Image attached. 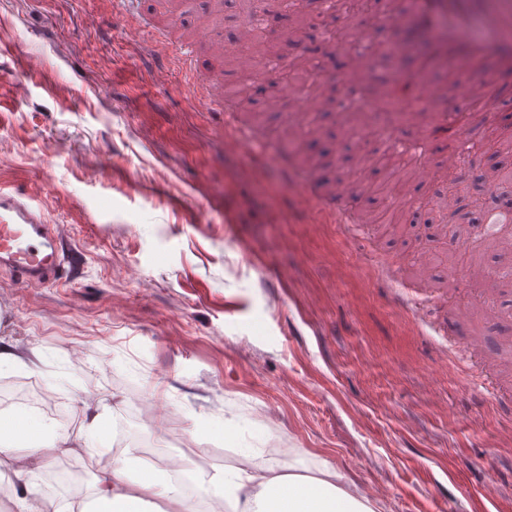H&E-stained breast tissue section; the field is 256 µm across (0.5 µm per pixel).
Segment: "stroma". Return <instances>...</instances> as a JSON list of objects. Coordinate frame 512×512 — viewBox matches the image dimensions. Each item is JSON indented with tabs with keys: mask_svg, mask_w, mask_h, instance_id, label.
Segmentation results:
<instances>
[{
	"mask_svg": "<svg viewBox=\"0 0 512 512\" xmlns=\"http://www.w3.org/2000/svg\"><path fill=\"white\" fill-rule=\"evenodd\" d=\"M286 23L302 19L296 43L268 29L260 44L273 68L263 84L231 57L184 50L160 35L131 0H0V184L35 196L49 223L76 248V280L22 288L0 274V339L22 365L0 373V406L18 387L39 390L33 414L66 429L71 454H52L36 480L42 512H77L57 483L89 482L112 468L115 447L84 450L88 416L121 412L129 372L141 375L132 426L141 449L187 456L209 472L230 449L197 433V422L247 421L264 438L262 457L288 461L301 448L342 472L379 512H512V295L487 278L512 273V254L477 244L476 222L492 200L476 177L495 166L486 144L512 113L475 135L465 161L440 166L417 185V161L439 163L449 134H417L411 122L353 144L344 95H355L333 31L347 18L323 0H281ZM399 54L376 60L363 97L389 91L393 73L422 74L446 96L494 77L512 91V70L495 60L420 73L433 53L413 22L387 21ZM317 55L335 95L313 124L284 97L296 57ZM165 61V83L154 79ZM255 85L250 136L205 103L210 81ZM407 151L399 193L371 195L384 211L420 200L415 221L393 232L365 224L348 236L335 212L319 210L280 165L336 178L356 197L384 181L358 159ZM459 185L447 239L436 193ZM486 277L454 276L451 293L420 287L411 266L447 276L448 252ZM496 300L493 312L479 303ZM70 362L71 386L50 381ZM490 376L498 397L481 386Z\"/></svg>",
	"mask_w": 512,
	"mask_h": 512,
	"instance_id": "1",
	"label": "stroma"
}]
</instances>
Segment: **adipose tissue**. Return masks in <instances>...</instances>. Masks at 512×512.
Instances as JSON below:
<instances>
[{
    "mask_svg": "<svg viewBox=\"0 0 512 512\" xmlns=\"http://www.w3.org/2000/svg\"><path fill=\"white\" fill-rule=\"evenodd\" d=\"M198 430L233 451V464L222 473L209 474L191 460L176 469L147 465L133 452L137 439L130 420L101 409L83 432L86 451L108 444H126L112 469L88 484L69 489V497L88 504L92 512H154L152 498L164 496L180 512H376L371 499L346 490L344 476L325 467L305 450L297 459L283 463L258 456L259 437L243 420L213 419ZM67 432L49 428L34 414H0V470L24 477L22 490L13 492L17 512H37L35 502L43 497L34 476L44 466V454L69 451ZM24 447L13 454L12 445Z\"/></svg>",
    "mask_w": 512,
    "mask_h": 512,
    "instance_id": "adipose-tissue-1",
    "label": "adipose tissue"
}]
</instances>
